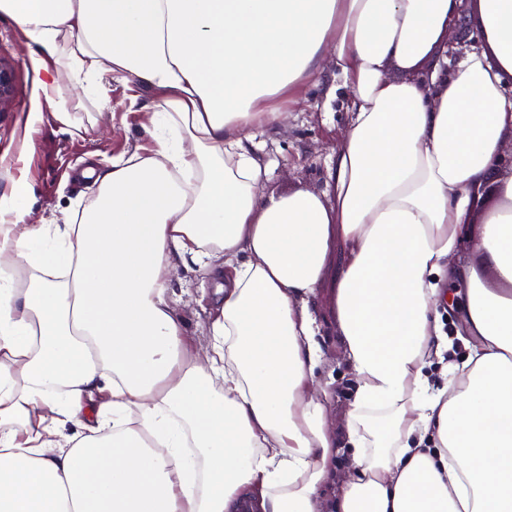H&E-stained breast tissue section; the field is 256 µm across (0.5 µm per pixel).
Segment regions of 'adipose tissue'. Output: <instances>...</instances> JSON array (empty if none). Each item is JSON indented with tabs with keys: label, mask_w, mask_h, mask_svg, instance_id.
I'll return each instance as SVG.
<instances>
[{
	"label": "adipose tissue",
	"mask_w": 512,
	"mask_h": 512,
	"mask_svg": "<svg viewBox=\"0 0 512 512\" xmlns=\"http://www.w3.org/2000/svg\"><path fill=\"white\" fill-rule=\"evenodd\" d=\"M460 5L0 0L63 126L58 56L157 94L150 151L88 168L73 223H27L24 179L0 194V512H229L247 489L261 512H512V0H476L451 61ZM325 59L352 114L331 193L266 195L256 134ZM190 267L216 283L203 348L167 288ZM446 279L467 283L460 365ZM327 280L358 383L329 504L306 304Z\"/></svg>",
	"instance_id": "adipose-tissue-1"
}]
</instances>
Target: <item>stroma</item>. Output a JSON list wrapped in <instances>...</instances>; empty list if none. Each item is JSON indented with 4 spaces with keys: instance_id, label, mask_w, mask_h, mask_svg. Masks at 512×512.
I'll use <instances>...</instances> for the list:
<instances>
[{
    "instance_id": "35a3bbf8",
    "label": "stroma",
    "mask_w": 512,
    "mask_h": 512,
    "mask_svg": "<svg viewBox=\"0 0 512 512\" xmlns=\"http://www.w3.org/2000/svg\"><path fill=\"white\" fill-rule=\"evenodd\" d=\"M0 60L12 81V104L0 112V192L18 177L33 189L28 223L68 224L98 195L99 184L82 177L89 165L106 167L112 159L129 156L148 146L145 126L148 104L155 94L142 87L137 103H130L124 83L103 81L97 90L99 104L80 113L82 129L70 131L57 123L43 106L38 76L31 64L41 49L23 38L15 23L0 14ZM339 80L332 69L313 75L300 87L299 100L287 104V125L259 136V154L271 174L270 195L297 189L326 195L341 133L350 120L343 95L328 97ZM215 283L203 273L182 271L173 281V303L181 313L188 336L200 346L211 337L208 296ZM316 320L315 340L321 357L315 379L328 395L331 425L345 423L357 392V380L343 350L333 321L330 287L318 289L309 299Z\"/></svg>"
}]
</instances>
